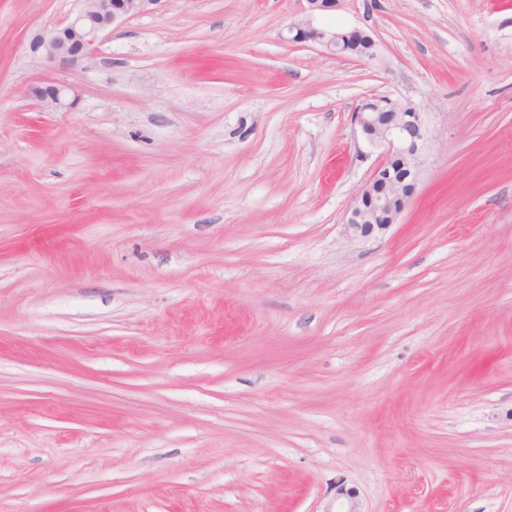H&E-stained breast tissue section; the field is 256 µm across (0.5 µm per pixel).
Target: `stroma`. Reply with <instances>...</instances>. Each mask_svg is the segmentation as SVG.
<instances>
[{
	"instance_id": "35a3bbf8",
	"label": "stroma",
	"mask_w": 512,
	"mask_h": 512,
	"mask_svg": "<svg viewBox=\"0 0 512 512\" xmlns=\"http://www.w3.org/2000/svg\"><path fill=\"white\" fill-rule=\"evenodd\" d=\"M77 7L0 0V512H512V0H341L373 62L160 0L35 61ZM374 96L428 134L355 240Z\"/></svg>"
}]
</instances>
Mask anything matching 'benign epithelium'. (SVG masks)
Listing matches in <instances>:
<instances>
[{
    "instance_id": "1",
    "label": "benign epithelium",
    "mask_w": 512,
    "mask_h": 512,
    "mask_svg": "<svg viewBox=\"0 0 512 512\" xmlns=\"http://www.w3.org/2000/svg\"><path fill=\"white\" fill-rule=\"evenodd\" d=\"M72 18L33 35L29 51L33 58L68 65L92 55L105 32L127 19L149 12L160 0H78ZM310 14L288 26L289 40L319 43L333 56L355 55L366 61L377 58L374 39L353 29H323L314 26L313 13L333 11L339 0H307ZM66 86L49 85L38 98L51 109L64 106ZM366 145L380 150L378 165L351 209L345 224L353 238H366L397 223L411 197L420 169L421 150L427 138L422 115L386 96L371 97L353 112Z\"/></svg>"
}]
</instances>
